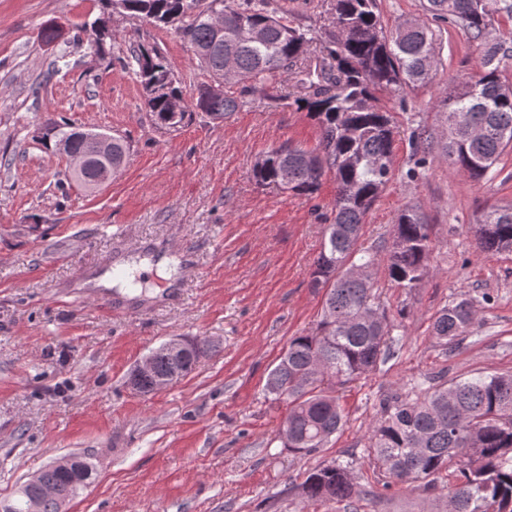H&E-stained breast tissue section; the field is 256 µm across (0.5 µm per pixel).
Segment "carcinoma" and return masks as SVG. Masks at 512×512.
Segmentation results:
<instances>
[{"mask_svg": "<svg viewBox=\"0 0 512 512\" xmlns=\"http://www.w3.org/2000/svg\"><path fill=\"white\" fill-rule=\"evenodd\" d=\"M114 11L158 27H169L193 52L211 77L196 100L184 97L179 79L162 49L138 44L122 62L134 69L144 92L147 116L160 129L175 131L196 112L221 122L239 106L238 95L209 91L233 80L239 95L265 93L286 74L300 72L305 89L294 100L321 130L320 148L288 146L264 152L253 167L257 182L282 191L312 193L321 177L334 174V216L325 225L322 249L311 272V287L325 290L320 320L308 334L288 341L271 369L266 391L288 402L281 432L283 446L307 455L324 447L346 425L336 388L377 370L394 354L399 339L381 305L369 273L356 267L385 264L400 288H415L428 274L430 225L409 205L401 210L391 241L380 250L359 248L368 211L393 176L395 126L379 93L401 92L430 79L436 69L434 33L429 19L446 20L486 39L496 15L512 19V0H422V15L387 31L377 0H328L331 29L296 28L269 10L268 0H112ZM214 13L224 15V33L211 26ZM111 36L94 22L78 27L72 41L100 58ZM498 43L485 46L480 70L458 91L437 103L448 138L441 145L450 164L473 180L484 178L512 147V86L500 77ZM464 123L477 131L471 139L455 135ZM50 137L78 155H95V142L79 126L62 119L45 120ZM129 144L112 135V165L123 166ZM481 252L512 251V207L486 211L475 224ZM477 318L473 300L463 294L437 313L432 336L452 351L470 333ZM189 353L152 350L153 371L142 377L137 392H154L155 380L191 373L216 351L206 337L187 339ZM363 456L386 483L410 484L448 476V512H512V372L440 382L424 376L403 393L380 403V417L368 432ZM356 460L332 462L309 471L301 484L309 500L346 501L359 494L354 482ZM95 471L60 472L47 467L40 481L52 486L49 498L37 489L18 491L9 512H58L59 501L75 495L74 483Z\"/></svg>", "mask_w": 512, "mask_h": 512, "instance_id": "carcinoma-1", "label": "carcinoma"}]
</instances>
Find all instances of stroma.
I'll return each instance as SVG.
<instances>
[{"label":"stroma","mask_w":512,"mask_h":512,"mask_svg":"<svg viewBox=\"0 0 512 512\" xmlns=\"http://www.w3.org/2000/svg\"><path fill=\"white\" fill-rule=\"evenodd\" d=\"M98 14V0H0V500L55 458L78 453L96 473L66 512H448L447 480L388 487L360 454L381 400L412 379L512 372V251L479 252L473 230L486 208L512 202V149L475 181L437 151L418 163L414 142L423 130L441 138L436 102L478 71L482 44L432 22V80L383 98L397 127L393 178L359 243L389 242L400 211L417 206L431 226L430 272L407 290L375 267L399 347L340 389L343 431L295 455L280 438L288 406L267 396L265 383L290 338L320 318L323 294L310 274L336 181L327 174L314 194H294L258 185L252 169L274 146L317 148L320 129L289 99L292 75L272 97H246L224 122L196 116L175 131L156 128L120 61L129 44L160 45L186 95L209 75L173 31L136 18L113 19L104 60L38 37L44 25L69 32ZM63 49L73 66L50 76ZM49 112L124 136L121 172L94 193L59 187L68 162L38 137ZM131 243L144 254L194 247V269L177 273L178 301L114 312L105 301L115 291L87 287L128 257ZM462 293L479 298L477 320L447 353L431 323ZM184 336L219 348L158 392L126 385L151 350ZM351 453L358 496H299L311 469Z\"/></svg>","instance_id":"35a3bbf8"}]
</instances>
